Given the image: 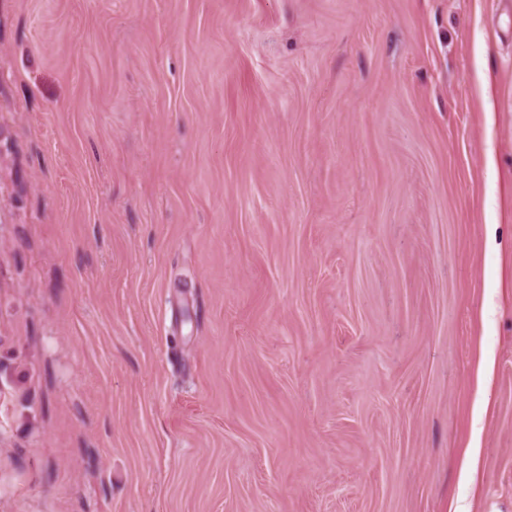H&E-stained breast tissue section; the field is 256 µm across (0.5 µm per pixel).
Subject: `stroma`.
Here are the masks:
<instances>
[{
  "instance_id": "35a3bbf8",
  "label": "stroma",
  "mask_w": 512,
  "mask_h": 512,
  "mask_svg": "<svg viewBox=\"0 0 512 512\" xmlns=\"http://www.w3.org/2000/svg\"><path fill=\"white\" fill-rule=\"evenodd\" d=\"M0 512H512V0H0Z\"/></svg>"
}]
</instances>
